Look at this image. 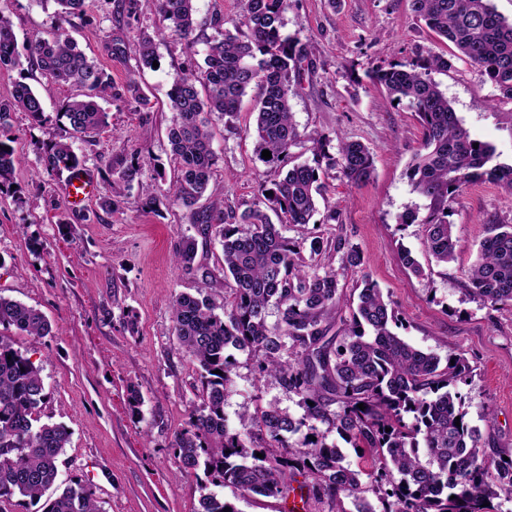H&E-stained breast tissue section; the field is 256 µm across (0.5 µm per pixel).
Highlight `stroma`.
Returning <instances> with one entry per match:
<instances>
[{
    "instance_id": "stroma-1",
    "label": "stroma",
    "mask_w": 512,
    "mask_h": 512,
    "mask_svg": "<svg viewBox=\"0 0 512 512\" xmlns=\"http://www.w3.org/2000/svg\"><path fill=\"white\" fill-rule=\"evenodd\" d=\"M244 3L196 0L193 48L165 40L157 47V67L143 70L136 67L137 33H154L161 24L156 11L144 10L134 33L118 23L117 0H86L85 14L70 17L66 28L85 54L119 84L139 70L150 99L141 112L105 103L107 125L96 141L73 143L82 172L96 186L83 207L65 200L69 169L37 173L41 153L65 134L57 113L72 88L48 84L40 71L28 72L29 84L44 93L42 121L14 112L0 127V136L12 140V181L22 196L17 202L0 194V295L37 308L51 326L48 336L18 334L14 342L40 367L50 394L42 421L64 425L70 434L58 461V486L84 484L102 512H202V499L211 492L236 502L240 512H289L292 504L288 497L239 499L237 490L214 484L201 467L181 472L175 443L200 403L201 384L196 363L173 333L171 303L201 282L175 263L173 253L195 230L179 205L134 208V188L112 203V189L102 180L107 165L140 157L146 161L142 182L165 189L173 184L170 77L203 62L216 34L212 15L239 18ZM0 14L10 19L21 54L33 35L59 23L54 0H0ZM282 33L306 43L314 62L291 98L302 140L292 161L313 162V141L325 134L329 154H336L339 138L357 140L372 150L375 165L372 179L359 187L348 186L339 170L322 168L326 202L314 224L283 225L282 235L295 240L318 233L354 245L364 264L348 271L342 286L349 290L370 277L395 309L400 336L440 357H463L471 368L459 386L469 425L480 430L487 447L512 451V306L484 304L467 290L462 274L488 225L512 224V188L492 182L464 188L448 211L456 259L436 264L418 224L404 221L406 214L427 212V200L411 182L422 127L409 107L390 105L384 88L367 76L371 66L412 63L428 51L450 55V47L415 17L409 0H290ZM117 38L125 42L121 56L112 53ZM451 63L434 80L471 137L491 145L497 163L512 165V100L468 61L452 57ZM258 95V87L249 88L233 126L215 127L211 186L223 195L225 211L237 214L267 178L253 160ZM404 247L420 261L424 276L402 265ZM235 357V387L224 407L228 422H235L242 407L258 404L301 415L294 394L261 377L247 353ZM133 389L140 396L135 408L129 401ZM488 411L489 424L483 419Z\"/></svg>"
}]
</instances>
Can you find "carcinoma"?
Segmentation results:
<instances>
[{"label":"carcinoma","mask_w":512,"mask_h":512,"mask_svg":"<svg viewBox=\"0 0 512 512\" xmlns=\"http://www.w3.org/2000/svg\"><path fill=\"white\" fill-rule=\"evenodd\" d=\"M53 2L63 19L84 13L85 0ZM195 2L122 0L127 20L153 8L164 21L155 35H140L137 69L152 67L157 44L169 37L193 46ZM288 7L289 0H247L231 30L223 15H214L210 24L217 37L209 42L204 65L177 70L167 93L172 112L168 141L178 163L173 198L186 209L199 236L220 244L226 286L220 301L201 288L172 301L174 334L197 364L202 387L190 429L176 440L183 469L204 465L215 483L235 488L242 499L284 498L300 475L304 512L322 504L328 512H500L501 501L512 502V453H487L478 429L466 422L465 399L458 391L471 374L466 361L452 355L443 360L400 336L397 313L368 277H363L357 299L347 298L340 276L363 265L355 247L337 241L340 269L327 268L317 257L327 251L329 241L320 236L291 241L276 227L311 223L323 197L319 167L288 165L291 149L300 142L292 85L300 84L304 68L311 67L301 40L281 33ZM410 7L512 98V22L495 11L491 0H410ZM15 43L11 22L0 15V66L17 69L20 76L11 99L0 102V119L11 112H25L34 120L43 115L41 93L25 82L27 66L77 90L60 106L71 138L92 143L106 127L100 99L139 108L148 104L136 79L114 84L63 26L32 39L23 60ZM450 68V60L431 53L413 64L389 63L368 71L389 102L407 103L423 129L411 179L414 191L429 199L430 206L423 218L412 214L409 220L420 224L428 254L444 264L455 260L448 209L463 188L479 181L512 188V166L495 163L494 149L471 138L432 78ZM254 85L262 88L254 107V156L276 178L269 186L260 184L252 206L237 217L224 213V200L210 190L216 162L213 121L232 126L243 96ZM329 143L326 136L318 139L314 155L338 168L350 186L370 180L374 158L367 146L341 139L333 156L326 150ZM264 150L271 158H262ZM14 153L0 140V193L10 188ZM40 165L50 175L66 166L76 170L80 161L71 144L60 140L43 152ZM143 166L139 160L112 164L109 175L129 187ZM138 187L136 207L143 211L164 196L153 184ZM306 244L308 264L302 257ZM196 258V238H183L176 264L201 272L206 282L212 272L196 265ZM462 274L481 301L512 305V225H488L487 237ZM273 309L278 320L271 324ZM0 325L27 336L49 334L38 309L2 296ZM235 350L248 351L263 376L296 395L301 416L276 405H257L243 408L238 424L229 425L224 404L236 375ZM48 399L40 367L14 347L12 337L0 333V512L1 504L17 494L43 498L56 481L69 434L60 424L41 421ZM360 403L365 409H359ZM333 431L366 460L368 471L345 463L342 450L328 441ZM371 495L381 509L372 506ZM202 507L203 512H224L226 507L240 512L235 503L212 494L203 498ZM42 512L99 509L90 491L76 483L46 499Z\"/></svg>","instance_id":"1"}]
</instances>
